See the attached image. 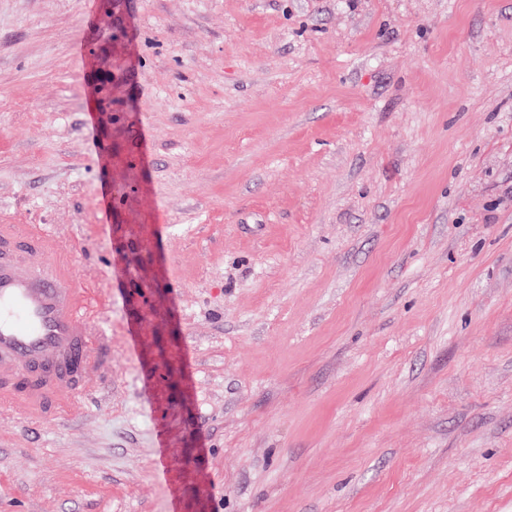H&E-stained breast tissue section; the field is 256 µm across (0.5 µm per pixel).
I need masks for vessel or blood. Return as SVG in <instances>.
Returning <instances> with one entry per match:
<instances>
[{"label":"vessel or blood","instance_id":"b4317fda","mask_svg":"<svg viewBox=\"0 0 512 512\" xmlns=\"http://www.w3.org/2000/svg\"><path fill=\"white\" fill-rule=\"evenodd\" d=\"M90 294L46 227L0 224V408L47 421L80 411L110 349Z\"/></svg>","mask_w":512,"mask_h":512}]
</instances>
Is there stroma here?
Listing matches in <instances>:
<instances>
[{
    "mask_svg": "<svg viewBox=\"0 0 512 512\" xmlns=\"http://www.w3.org/2000/svg\"><path fill=\"white\" fill-rule=\"evenodd\" d=\"M0 224L112 329L0 512H512V0H0Z\"/></svg>",
    "mask_w": 512,
    "mask_h": 512,
    "instance_id": "stroma-1",
    "label": "stroma"
}]
</instances>
